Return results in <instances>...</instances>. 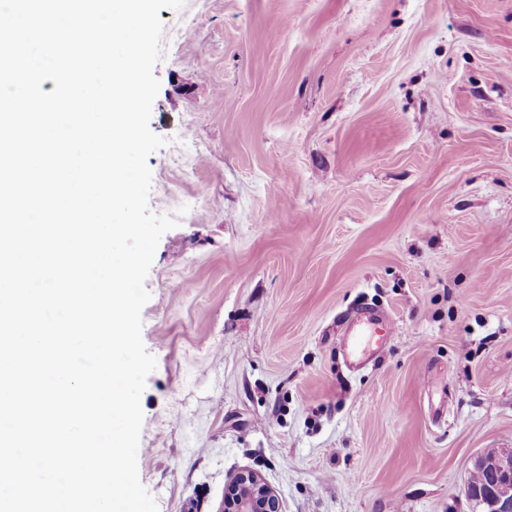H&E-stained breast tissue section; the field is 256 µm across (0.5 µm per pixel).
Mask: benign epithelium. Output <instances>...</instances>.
<instances>
[{"label":"benign epithelium","mask_w":512,"mask_h":512,"mask_svg":"<svg viewBox=\"0 0 512 512\" xmlns=\"http://www.w3.org/2000/svg\"><path fill=\"white\" fill-rule=\"evenodd\" d=\"M483 470L493 479V487L465 485L467 498L479 505L489 504V512H512V448H486L472 462V471ZM224 512H280V501L252 470L234 476L225 487Z\"/></svg>","instance_id":"7a95c632"}]
</instances>
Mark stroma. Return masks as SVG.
<instances>
[{"instance_id":"stroma-1","label":"stroma","mask_w":512,"mask_h":512,"mask_svg":"<svg viewBox=\"0 0 512 512\" xmlns=\"http://www.w3.org/2000/svg\"><path fill=\"white\" fill-rule=\"evenodd\" d=\"M139 480L222 512H480L512 448V0L162 9ZM391 334L362 367L365 313ZM383 322L382 319L377 317L373 320L363 322L362 327L354 329L352 334L347 339V356L350 363L361 361L363 357L369 354L372 350L371 347L372 337L376 333V324ZM359 325V326H360ZM484 470L493 479V487L477 488L470 479L465 485L467 498L477 505L489 504L490 512H512V448H486L472 462L471 474ZM280 501L252 470L234 476L225 487L224 512H280Z\"/></svg>"}]
</instances>
